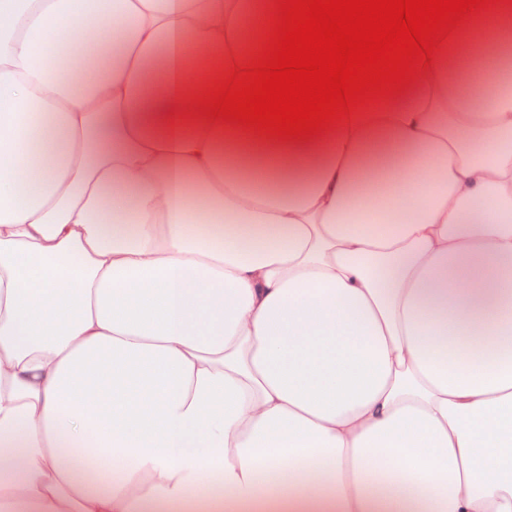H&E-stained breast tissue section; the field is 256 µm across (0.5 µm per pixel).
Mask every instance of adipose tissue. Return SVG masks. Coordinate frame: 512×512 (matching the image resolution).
I'll use <instances>...</instances> for the list:
<instances>
[{
    "mask_svg": "<svg viewBox=\"0 0 512 512\" xmlns=\"http://www.w3.org/2000/svg\"><path fill=\"white\" fill-rule=\"evenodd\" d=\"M273 10L0 0V512H512V5L324 136L171 119Z\"/></svg>",
    "mask_w": 512,
    "mask_h": 512,
    "instance_id": "adipose-tissue-1",
    "label": "adipose tissue"
}]
</instances>
